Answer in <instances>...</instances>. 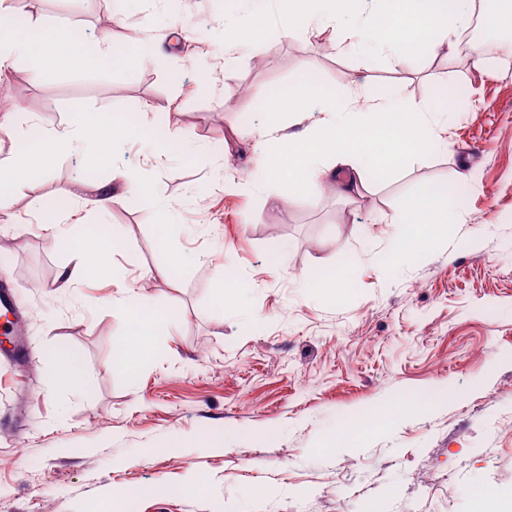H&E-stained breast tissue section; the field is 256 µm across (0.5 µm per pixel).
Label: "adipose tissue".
<instances>
[{
    "label": "adipose tissue",
    "instance_id": "ef3b65f1",
    "mask_svg": "<svg viewBox=\"0 0 512 512\" xmlns=\"http://www.w3.org/2000/svg\"><path fill=\"white\" fill-rule=\"evenodd\" d=\"M295 20L302 32L334 33L338 45L359 52L386 51L402 61L411 60L415 47L433 40L436 47L454 50L458 24L469 15L474 0H375L364 7L361 0H296ZM44 52L39 36L0 31V72L21 58L34 61L40 74ZM269 111L296 114L319 112V126L285 137V151L266 153L256 161L261 174H276L282 188L272 195L274 206L295 203L292 190L299 182L324 180L335 183L340 198L352 201L369 185L379 162H394L405 154L429 151L442 141L448 127L445 114L433 111L428 102L403 100L400 88L380 96L355 85L344 97L319 96L308 83L292 86L272 100ZM113 134L109 112L88 114L73 129L47 134V144L62 147H97ZM448 221L447 208L437 206L434 196L416 198L399 215L395 239L386 254L396 263L409 249H423ZM145 295L132 291L121 305L130 312L127 339L112 357L113 364L134 368L156 337L164 335L170 317L143 312Z\"/></svg>",
    "mask_w": 512,
    "mask_h": 512
}]
</instances>
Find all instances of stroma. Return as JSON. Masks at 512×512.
Listing matches in <instances>:
<instances>
[{"instance_id": "stroma-1", "label": "stroma", "mask_w": 512, "mask_h": 512, "mask_svg": "<svg viewBox=\"0 0 512 512\" xmlns=\"http://www.w3.org/2000/svg\"><path fill=\"white\" fill-rule=\"evenodd\" d=\"M30 4L56 58L37 81L25 59L0 74V86L24 91L0 93V151L100 108L136 114L145 135L108 142L104 161L58 152L0 211V276L16 285L32 350L25 382L0 362V457L23 453L0 469V512H111L119 488L125 512H512V76L487 63L494 53L512 65V26L481 41L477 64L462 46L426 42L406 63L262 23L228 73L211 32L239 19L244 0H181L177 11L149 0L123 28L109 21L111 0ZM182 19L187 37H172ZM72 30L88 42L110 33L116 50H129L133 30L165 43L146 63L89 67L62 58ZM306 80L332 96L357 81L375 94L398 85L436 109L431 86L456 88L446 142L379 172L357 201L323 182L273 207L280 183L252 185L255 159L284 126L320 115H275L265 103ZM159 125L183 145L157 163ZM139 168L153 197L121 187ZM106 183L117 247L77 291L53 288L79 257L75 243L46 239L39 202L65 198L55 217L80 234ZM433 185L446 228L428 252L381 267L400 212ZM222 273L243 287L227 304L214 295ZM329 279L338 293L323 289ZM138 286L151 312L180 316L131 372L112 354L126 340L119 302ZM61 357L79 365L82 393L52 381ZM385 404L415 410L333 447ZM480 488L507 497L482 500Z\"/></svg>"}]
</instances>
